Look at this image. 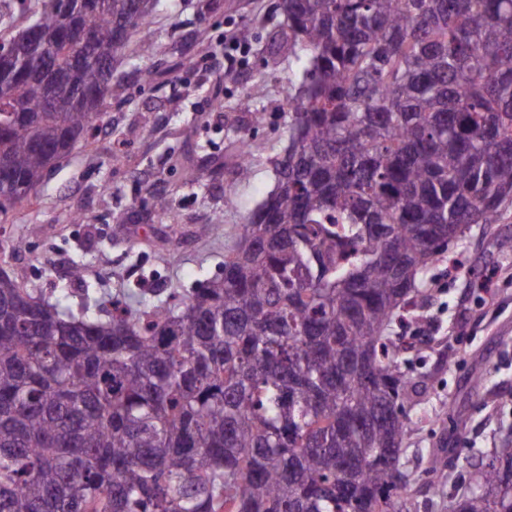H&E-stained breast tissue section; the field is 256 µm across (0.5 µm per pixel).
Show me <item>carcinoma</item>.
Segmentation results:
<instances>
[{"instance_id":"carcinoma-1","label":"carcinoma","mask_w":512,"mask_h":512,"mask_svg":"<svg viewBox=\"0 0 512 512\" xmlns=\"http://www.w3.org/2000/svg\"><path fill=\"white\" fill-rule=\"evenodd\" d=\"M158 0H38L0 33V214L86 140ZM274 190L224 274L79 308L0 271V512H512V441L405 467L429 376L396 332L472 224L512 217V0H280ZM237 166L252 161L247 135ZM478 407L505 401L484 392Z\"/></svg>"}]
</instances>
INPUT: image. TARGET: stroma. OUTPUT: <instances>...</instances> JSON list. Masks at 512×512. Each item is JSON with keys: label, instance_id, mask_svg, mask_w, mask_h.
<instances>
[{"label": "stroma", "instance_id": "obj_1", "mask_svg": "<svg viewBox=\"0 0 512 512\" xmlns=\"http://www.w3.org/2000/svg\"><path fill=\"white\" fill-rule=\"evenodd\" d=\"M277 3L240 0L235 10L226 0H160L149 25L154 78L142 79L138 61L125 65L124 96L108 100L103 127L46 175L33 205L0 217L9 226L0 234V267L47 293L70 286L75 306L87 289L163 297L220 275L237 224L275 187L271 161L288 144V87L303 77L301 64L278 49L285 26ZM244 24L254 38L234 75L216 83L227 37ZM173 44L179 54L170 53ZM243 133L255 150L245 171L231 157ZM160 195L170 201L161 218L154 211ZM215 218L223 235H201ZM508 237L512 223L473 225L450 251L464 273L436 269L428 280L431 305L416 327L434 342L411 352L430 374L411 410L417 429L405 461L414 473L427 467L431 448L448 441L450 410L468 418L458 441L464 473L470 449L494 446L501 424L512 423V401L477 410L469 383L482 372L488 386L512 392V249L501 246ZM76 265L79 283L71 278Z\"/></svg>", "mask_w": 512, "mask_h": 512}]
</instances>
